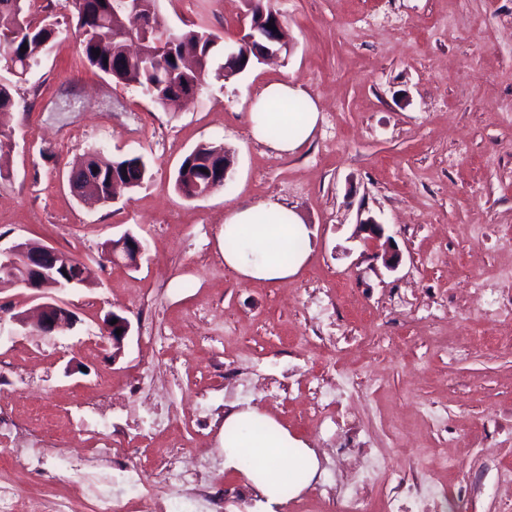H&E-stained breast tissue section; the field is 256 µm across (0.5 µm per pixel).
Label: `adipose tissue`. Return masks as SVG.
Masks as SVG:
<instances>
[{
  "mask_svg": "<svg viewBox=\"0 0 512 512\" xmlns=\"http://www.w3.org/2000/svg\"><path fill=\"white\" fill-rule=\"evenodd\" d=\"M301 100L306 112L301 122H292L278 104ZM320 118L319 105L298 85L280 81L265 86L255 99L250 115L255 139L269 142L283 154L302 148L312 137ZM286 125L282 136L269 138L271 123ZM311 230L295 210L275 201L249 207L228 208L224 216V264L242 280L276 283L296 277L307 263ZM256 458L245 471L260 512H276L284 500L274 481L280 469L295 475L289 493H301L318 469L316 454L294 437L272 415L248 406L229 411L224 417V467L242 469L243 450Z\"/></svg>",
  "mask_w": 512,
  "mask_h": 512,
  "instance_id": "adipose-tissue-1",
  "label": "adipose tissue"
}]
</instances>
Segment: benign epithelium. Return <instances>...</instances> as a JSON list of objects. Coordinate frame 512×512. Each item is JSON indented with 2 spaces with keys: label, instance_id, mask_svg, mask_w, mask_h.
Masks as SVG:
<instances>
[{
  "label": "benign epithelium",
  "instance_id": "benign-epithelium-1",
  "mask_svg": "<svg viewBox=\"0 0 512 512\" xmlns=\"http://www.w3.org/2000/svg\"><path fill=\"white\" fill-rule=\"evenodd\" d=\"M274 22L266 17H249L247 32L235 42L224 45V59L233 62L250 50H261L259 60L264 61L277 57L282 51L288 50L285 33L280 16L272 13ZM273 28H267V24ZM233 162L229 155H224V161L210 168L206 184L196 181L191 187V198L198 199L208 196L215 186L228 179ZM143 243L131 233L126 232L117 239L104 244L102 257L113 263H123L136 268L144 254ZM0 271L6 281L24 288L41 292L45 301L39 305L34 323L35 329L41 336H53L62 329H68L76 324L77 318L68 303L55 295L48 294L52 289L64 290L77 288L87 284L85 267L76 264L67 253L41 242L24 240L14 243L6 250H0ZM121 334H116V330ZM132 324L130 320L115 312L107 313L102 326L105 342L112 346V357L121 355L125 339L130 335Z\"/></svg>",
  "mask_w": 512,
  "mask_h": 512
}]
</instances>
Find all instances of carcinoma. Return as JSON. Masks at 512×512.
<instances>
[{
	"mask_svg": "<svg viewBox=\"0 0 512 512\" xmlns=\"http://www.w3.org/2000/svg\"><path fill=\"white\" fill-rule=\"evenodd\" d=\"M28 0H0V66L21 78L48 54L61 34L59 24L46 18L37 21L29 11ZM64 0L78 34L82 57L89 67L118 85H135L151 101L171 110L194 95L197 85L207 82L210 74L223 76L224 65L212 67L217 36L205 30L171 28L159 10V0ZM153 18V26L137 25L139 18ZM143 41L144 56L126 54L130 37ZM27 46L22 52L20 48ZM100 55H95V51ZM17 106L13 85L0 81V116ZM206 179L195 152L185 156L177 169L174 187L186 195L185 169ZM117 175L129 189L141 187L149 178L148 163L141 155L119 157L99 170L90 180L91 197L105 204L111 199L112 175Z\"/></svg>",
	"mask_w": 512,
	"mask_h": 512,
	"instance_id": "1",
	"label": "carcinoma"
}]
</instances>
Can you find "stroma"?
I'll list each match as a JSON object with an SVG mask.
<instances>
[{
    "mask_svg": "<svg viewBox=\"0 0 512 512\" xmlns=\"http://www.w3.org/2000/svg\"><path fill=\"white\" fill-rule=\"evenodd\" d=\"M175 29L234 36L244 0H160ZM289 50L244 73L209 78L166 111L139 87L99 77L74 33L15 83L18 107L0 150V248L32 239L88 267L63 295L76 326L46 339L14 324L35 290L0 285V412L48 441L49 479L30 482L0 453V482L97 512L88 470L123 466L145 485L179 452L207 456L224 512H250L242 473L225 470L224 415L252 406L305 440L316 480L279 512H323L327 493L371 498L375 512H508L512 490V0H279ZM300 85L320 106L293 154L253 139L263 86ZM221 145L222 190L174 189L183 158ZM141 155L149 179L107 205L70 193L91 149ZM295 207L312 235L293 280L248 283L224 264L230 206ZM381 224L380 240L359 235ZM143 239L139 267L103 261L124 232ZM397 269L385 267L384 247ZM127 316L123 353L101 344L107 312ZM335 388L326 405L320 387ZM110 399L106 418L85 399ZM162 403L169 432L154 430ZM112 437V457L94 450ZM461 471L439 470V454Z\"/></svg>",
    "mask_w": 512,
    "mask_h": 512,
    "instance_id": "obj_1",
    "label": "stroma"
}]
</instances>
